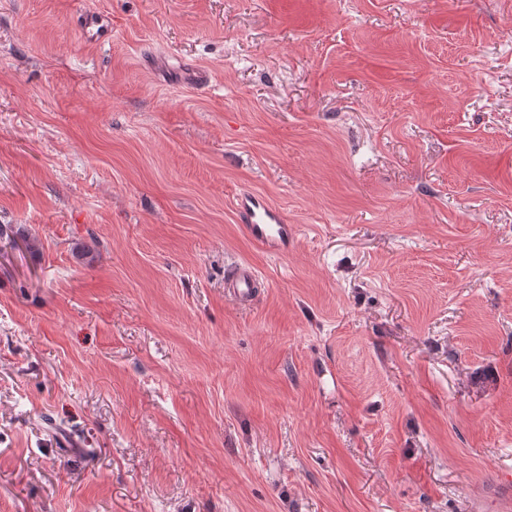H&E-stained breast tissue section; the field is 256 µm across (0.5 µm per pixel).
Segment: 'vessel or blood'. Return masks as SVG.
Returning a JSON list of instances; mask_svg holds the SVG:
<instances>
[{"instance_id": "1", "label": "vessel or blood", "mask_w": 512, "mask_h": 512, "mask_svg": "<svg viewBox=\"0 0 512 512\" xmlns=\"http://www.w3.org/2000/svg\"><path fill=\"white\" fill-rule=\"evenodd\" d=\"M237 209L249 236L262 248L280 252L287 248L294 229L283 213L266 197L246 193L237 199ZM259 277L246 264L235 266L224 285V293L239 305L250 303L257 291Z\"/></svg>"}]
</instances>
